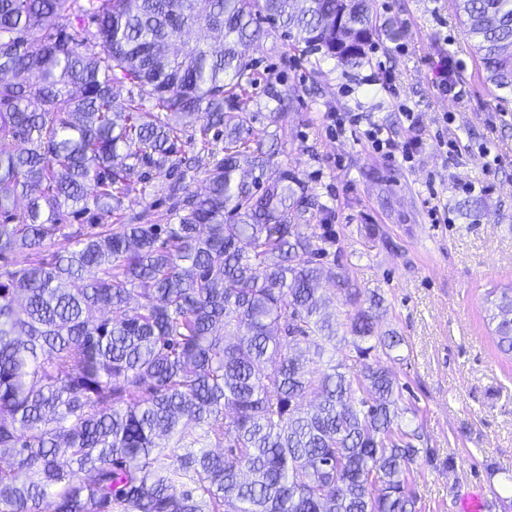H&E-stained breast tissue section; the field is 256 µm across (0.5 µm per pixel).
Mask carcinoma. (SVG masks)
I'll return each instance as SVG.
<instances>
[{
  "instance_id": "1",
  "label": "carcinoma",
  "mask_w": 512,
  "mask_h": 512,
  "mask_svg": "<svg viewBox=\"0 0 512 512\" xmlns=\"http://www.w3.org/2000/svg\"><path fill=\"white\" fill-rule=\"evenodd\" d=\"M452 4L507 104L512 0ZM273 28L345 73L378 31L374 0H0V259L35 255L0 272V512H416L434 452L382 364L403 338L317 263L333 209L275 161L295 97L250 95ZM155 176L167 223H103ZM325 278L351 366L325 359ZM484 310L512 355V285Z\"/></svg>"
}]
</instances>
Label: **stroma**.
<instances>
[{
  "label": "stroma",
  "instance_id": "1",
  "mask_svg": "<svg viewBox=\"0 0 512 512\" xmlns=\"http://www.w3.org/2000/svg\"><path fill=\"white\" fill-rule=\"evenodd\" d=\"M450 2L375 0L399 33L347 75L335 61L283 53L275 33L248 54L259 78L280 75L297 99L279 160L334 210L325 267L380 294L379 329L405 339L383 364L418 410L421 447L435 451L412 466L419 512H460L470 493L484 512H512V359L483 321L486 291L512 283V104L483 82ZM445 64L447 94L437 87ZM342 112L358 114L352 131L337 132ZM372 125L392 154L366 141ZM473 184L499 218L459 209Z\"/></svg>",
  "mask_w": 512,
  "mask_h": 512
}]
</instances>
